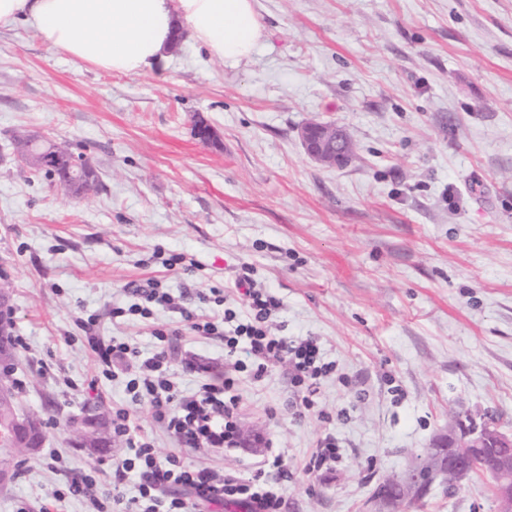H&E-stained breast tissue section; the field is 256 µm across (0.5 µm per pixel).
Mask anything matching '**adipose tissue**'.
Wrapping results in <instances>:
<instances>
[{
  "instance_id": "ef3b65f1",
  "label": "adipose tissue",
  "mask_w": 512,
  "mask_h": 512,
  "mask_svg": "<svg viewBox=\"0 0 512 512\" xmlns=\"http://www.w3.org/2000/svg\"><path fill=\"white\" fill-rule=\"evenodd\" d=\"M256 0H0V27L22 21L56 49L125 74L167 65L175 36L241 62L265 36Z\"/></svg>"
}]
</instances>
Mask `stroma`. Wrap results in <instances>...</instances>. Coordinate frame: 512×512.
<instances>
[{"label": "stroma", "instance_id": "obj_1", "mask_svg": "<svg viewBox=\"0 0 512 512\" xmlns=\"http://www.w3.org/2000/svg\"><path fill=\"white\" fill-rule=\"evenodd\" d=\"M265 41L231 64L184 39L160 72L120 74L52 48L35 29L0 28V288L10 295L19 412L38 415L44 445L15 455L0 512H86L53 499L69 466L125 448L76 447L85 411L130 408L160 454L177 445L125 386L99 378L75 325L152 347L176 316L112 318L127 283L157 278L173 295L231 286L240 263L279 302L273 333L317 337L332 371L312 409L287 365L241 383V447L187 451L184 461L266 473L282 512H389L386 479L420 464L472 413L512 431V0H256ZM207 121L214 141L194 135ZM347 128L343 167L310 160L299 131ZM37 131L96 170L81 196L36 177L13 150ZM184 252L192 272H164L155 251ZM178 358L224 369V344L183 332ZM335 468L304 464L326 438ZM400 512H497L488 478L434 483Z\"/></svg>", "mask_w": 512, "mask_h": 512}]
</instances>
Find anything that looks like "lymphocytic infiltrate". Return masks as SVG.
I'll return each instance as SVG.
<instances>
[{
  "label": "lymphocytic infiltrate",
  "instance_id": "f902f5d3",
  "mask_svg": "<svg viewBox=\"0 0 512 512\" xmlns=\"http://www.w3.org/2000/svg\"><path fill=\"white\" fill-rule=\"evenodd\" d=\"M250 271V264L242 263L233 282L246 296L247 314L225 308L223 289L212 287L197 294L200 302L216 306L214 315L205 321L196 320L191 311L176 302L160 280L129 286L134 304L114 308L113 317L149 319L155 308L162 307L175 310L181 319L180 326L154 329L153 347L148 352L136 342L99 335L96 317L82 321L99 373L112 380L125 379L131 402L147 406L178 449L159 455L129 409H116L112 415V436L124 442L126 457L115 465L97 459L81 467H66V488L54 491V498H62L66 493L87 498L91 512H187L183 499L167 494L171 487L182 486L204 505L228 502L247 508L248 512H281V493L261 483L259 478L224 476L184 463L180 455L184 448L237 447L242 378L260 381L270 366L285 363L295 383L312 396L327 372L317 338L290 341L272 333L269 318L279 303L267 291L254 287ZM185 330L200 337L222 335L226 360L220 373L195 361L183 360L184 371L196 377L190 390L180 387L173 372V342ZM105 471L110 474V487L102 493L95 476ZM130 484L135 487L131 496L125 492Z\"/></svg>",
  "mask_w": 512,
  "mask_h": 512
}]
</instances>
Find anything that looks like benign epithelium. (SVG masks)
I'll list each match as a JSON object with an SVG mask.
<instances>
[{
  "label": "benign epithelium",
  "mask_w": 512,
  "mask_h": 512,
  "mask_svg": "<svg viewBox=\"0 0 512 512\" xmlns=\"http://www.w3.org/2000/svg\"><path fill=\"white\" fill-rule=\"evenodd\" d=\"M306 155L326 166L343 167L351 156V139L344 127L332 122H311L299 133ZM86 419L78 446L98 447L99 434ZM0 441L13 447L32 450L42 444V435L34 419L10 414ZM491 450L497 473L498 512H512V433L495 423L476 421L471 416L455 415L448 424V436L431 448L424 462L412 469L400 485V493L382 499L386 505H397L408 495L419 496L429 489L435 477H451L454 485L469 479L476 471L479 458Z\"/></svg>",
  "instance_id": "obj_1"
}]
</instances>
